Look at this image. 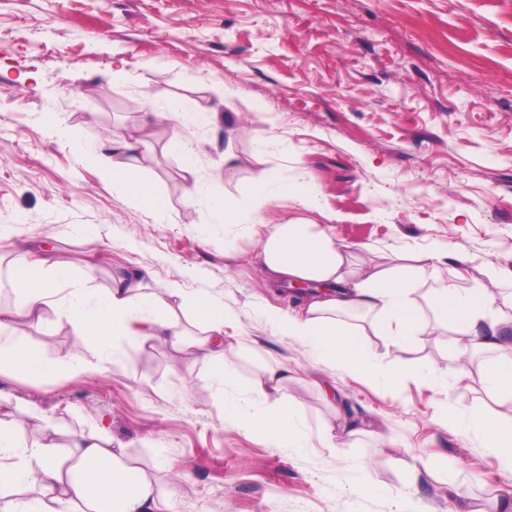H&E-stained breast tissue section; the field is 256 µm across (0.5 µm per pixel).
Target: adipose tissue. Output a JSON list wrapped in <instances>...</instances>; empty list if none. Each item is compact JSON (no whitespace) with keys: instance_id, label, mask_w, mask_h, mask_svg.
I'll return each instance as SVG.
<instances>
[{"instance_id":"obj_1","label":"adipose tissue","mask_w":512,"mask_h":512,"mask_svg":"<svg viewBox=\"0 0 512 512\" xmlns=\"http://www.w3.org/2000/svg\"><path fill=\"white\" fill-rule=\"evenodd\" d=\"M171 112L182 130L171 137L167 148L192 177L187 194L205 197L208 188L193 178L197 156L183 131L214 125L218 115L205 110L184 112L176 106ZM138 153V141L119 132L108 145L91 151L90 158L102 177L121 187L131 201L165 215L163 196L140 176ZM212 221L251 226L260 237L259 261L271 284L304 281L321 285V293L307 297L300 315L270 316L274 331L300 344L315 368L328 367L394 387L403 375L365 346V329L408 347L448 327L455 352L496 351V359L483 369V378L490 390L512 401V342L500 336L503 325L496 317L491 289L479 286L463 291L452 284L435 289L429 295L433 317L428 320L409 298L419 275L417 268L353 261L347 246L337 242L327 225L304 219L273 224L260 210L245 214L228 201L213 203ZM73 276V269L58 260L16 258L13 287L19 304L0 312V321L11 327L9 335L0 336V373L40 381L87 372L86 364L38 350L31 343L28 326L46 322L53 314L95 343L98 367L120 363L122 354L116 345L127 339L142 346L162 345L175 358L193 354L216 383L226 380L224 327L230 316L222 302L204 298L193 304L194 318L204 333L192 338L169 307L149 292L141 273L118 276L102 295L77 288L60 296V284ZM354 314L359 324H347L346 316ZM289 379L288 367L268 368L254 386L263 399V410L251 413L228 402L225 420L284 445L304 437L305 423L284 394ZM444 417L462 431L479 436L504 472L512 474L511 423L454 410L446 411ZM158 502L154 484L122 459L106 429L75 437L61 447L50 442L27 443L19 424L0 423V512H59L63 505L68 512H160Z\"/></svg>"}]
</instances>
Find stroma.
<instances>
[{
  "mask_svg": "<svg viewBox=\"0 0 512 512\" xmlns=\"http://www.w3.org/2000/svg\"><path fill=\"white\" fill-rule=\"evenodd\" d=\"M221 114L187 134L210 200L187 196L167 144L172 104ZM139 140L140 173L166 198L157 216L105 182L69 144L101 146L104 123ZM234 157L225 170L224 156ZM314 188L313 206L272 198V222L330 225L363 259L428 252L410 298L425 307L443 282L498 275L512 319V0H0V263L47 250L69 263L63 285L101 294L122 268L146 273L179 318L198 297L236 319L224 346L235 386L218 387L193 355L121 343L126 361L69 379L0 375V420L64 444L108 426L174 512H501L512 476L479 437L440 423L444 407L512 421V403L482 378L493 352L455 369L443 331L402 349L366 343L407 375L398 389L331 368L273 331V309L297 307L267 284L245 224L215 225L211 204L250 210L255 175ZM108 265H96L99 252ZM39 348L96 362L67 321L31 325ZM292 371L285 394L307 425L300 446L224 422L222 401L259 412L250 392L266 367ZM447 379L422 382L434 367ZM335 386L328 400L320 383ZM360 433L346 438L347 421ZM338 439L327 441L322 423ZM425 465L418 484L414 466Z\"/></svg>",
  "mask_w": 512,
  "mask_h": 512,
  "instance_id": "stroma-1",
  "label": "stroma"
}]
</instances>
